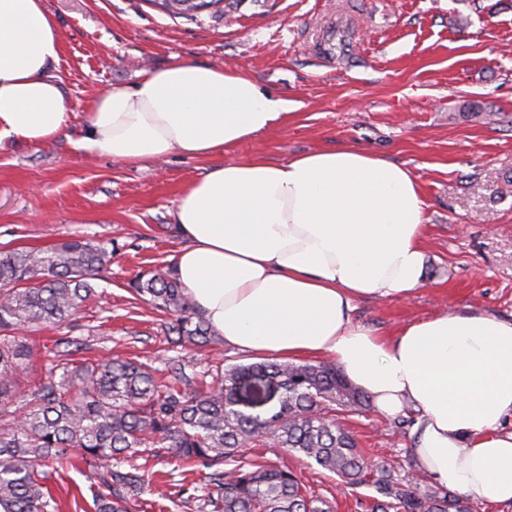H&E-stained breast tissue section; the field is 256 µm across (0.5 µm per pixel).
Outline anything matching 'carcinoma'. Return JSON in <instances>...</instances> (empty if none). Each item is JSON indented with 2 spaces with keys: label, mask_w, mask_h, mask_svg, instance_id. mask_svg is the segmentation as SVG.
<instances>
[{
  "label": "carcinoma",
  "mask_w": 512,
  "mask_h": 512,
  "mask_svg": "<svg viewBox=\"0 0 512 512\" xmlns=\"http://www.w3.org/2000/svg\"><path fill=\"white\" fill-rule=\"evenodd\" d=\"M112 264L107 244L75 238L47 248L0 249V512H56L43 467L70 463L69 450L95 472L93 512H129L126 494L141 475L123 467L141 448H165L176 460L203 466L210 489L205 512H334L290 470L249 455L271 439L335 474L347 487L374 489L372 512H471L468 498L431 486L420 472L377 463L359 448L343 415L363 413L369 397L333 364L266 360L186 373L179 359L168 378L120 357L80 363L85 343L57 340L48 376L18 412H10L33 349L16 333L73 321L93 293L90 280ZM159 311L172 315L166 341L203 347L217 337L173 270L147 272L130 284ZM249 378H268L282 390L267 417L247 414L230 394ZM234 463L226 470L225 462Z\"/></svg>",
  "instance_id": "obj_1"
}]
</instances>
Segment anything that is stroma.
Here are the masks:
<instances>
[{
  "label": "stroma",
  "instance_id": "35a3bbf8",
  "mask_svg": "<svg viewBox=\"0 0 512 512\" xmlns=\"http://www.w3.org/2000/svg\"><path fill=\"white\" fill-rule=\"evenodd\" d=\"M224 0L220 14L174 16L149 0H45L61 39L54 70L75 117L42 144L0 142V247H47L86 238L112 245V265L68 325L30 327L20 338L35 361L71 336L77 358L121 356L166 372L162 315L136 298L137 275L173 267L183 241L173 210L208 160L171 155L142 165L75 149L83 112L140 69L178 61L247 71L295 105L287 125L239 144L229 160L278 161L355 147L410 169L429 221L425 283L410 298L361 299L353 318L379 334L459 312L512 320V0ZM336 16V63L316 60L308 40ZM388 415L351 416L348 427L372 460L408 464L412 437ZM260 455L294 471L336 512H368L371 489L348 491L299 453L267 443ZM144 480L131 512H200L208 469L185 468L164 449L135 460ZM84 465L49 473L60 512L92 505Z\"/></svg>",
  "mask_w": 512,
  "mask_h": 512
}]
</instances>
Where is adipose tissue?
<instances>
[{"label":"adipose tissue","instance_id":"1","mask_svg":"<svg viewBox=\"0 0 512 512\" xmlns=\"http://www.w3.org/2000/svg\"><path fill=\"white\" fill-rule=\"evenodd\" d=\"M60 49L44 0H0V140L40 144L68 127ZM290 111L247 72L178 62L95 98L75 147L129 165L211 160L174 211L186 240L175 273L210 326L243 351L330 358L378 411L416 412L413 456L439 486L512 504V321L463 312L387 336L355 323L358 299L424 284L422 188L359 148L224 161Z\"/></svg>","mask_w":512,"mask_h":512}]
</instances>
